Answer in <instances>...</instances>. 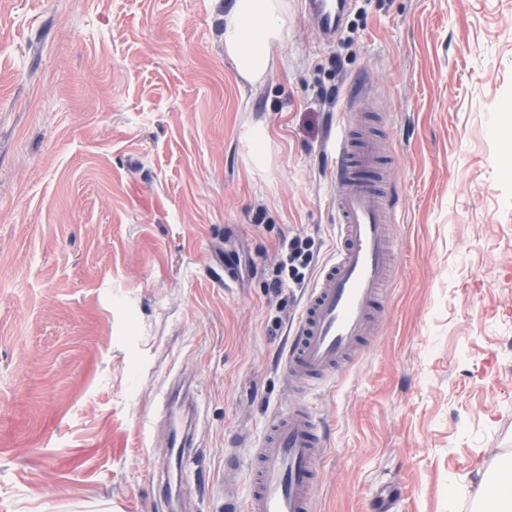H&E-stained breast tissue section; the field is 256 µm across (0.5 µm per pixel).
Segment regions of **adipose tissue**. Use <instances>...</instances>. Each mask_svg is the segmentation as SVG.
<instances>
[{
	"mask_svg": "<svg viewBox=\"0 0 512 512\" xmlns=\"http://www.w3.org/2000/svg\"><path fill=\"white\" fill-rule=\"evenodd\" d=\"M288 40V0H227L224 54L238 80L264 82L277 64L276 50ZM473 512H512V466L487 470L472 496Z\"/></svg>",
	"mask_w": 512,
	"mask_h": 512,
	"instance_id": "1",
	"label": "adipose tissue"
}]
</instances>
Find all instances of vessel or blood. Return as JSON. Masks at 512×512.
Instances as JSON below:
<instances>
[{"instance_id":"vessel-or-blood-1","label":"vessel or blood","mask_w":512,"mask_h":512,"mask_svg":"<svg viewBox=\"0 0 512 512\" xmlns=\"http://www.w3.org/2000/svg\"><path fill=\"white\" fill-rule=\"evenodd\" d=\"M349 0H306L305 11L324 40L340 32ZM383 138L339 118L332 139L336 251L318 271L291 332L282 367L288 383L308 388L335 378L347 360L367 345L384 313L393 252L385 203ZM163 425L182 458L193 452L185 411L169 406ZM326 436L307 405L277 413L254 451L251 493L245 502L228 497L224 512H315L316 461Z\"/></svg>"}]
</instances>
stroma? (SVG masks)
<instances>
[{"mask_svg": "<svg viewBox=\"0 0 512 512\" xmlns=\"http://www.w3.org/2000/svg\"><path fill=\"white\" fill-rule=\"evenodd\" d=\"M288 3L254 89L224 0H0V512L246 496L307 292L266 283L283 237L317 267L336 247L346 111L396 155L394 260L371 342L306 397L329 431L317 512H471L512 452V0H355L329 43ZM180 380L200 414L181 464L158 424Z\"/></svg>", "mask_w": 512, "mask_h": 512, "instance_id": "stroma-1", "label": "stroma"}]
</instances>
